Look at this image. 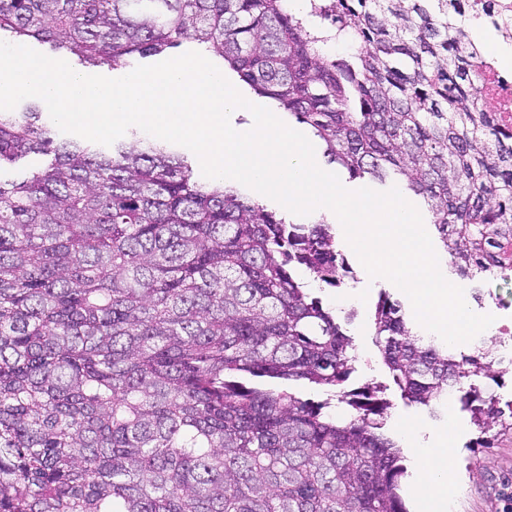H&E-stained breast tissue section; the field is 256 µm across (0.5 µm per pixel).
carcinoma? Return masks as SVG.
Segmentation results:
<instances>
[{
  "label": "carcinoma",
  "instance_id": "obj_1",
  "mask_svg": "<svg viewBox=\"0 0 512 512\" xmlns=\"http://www.w3.org/2000/svg\"><path fill=\"white\" fill-rule=\"evenodd\" d=\"M0 0V34L92 67L182 39L307 124L351 179L423 197L461 276L512 237V146L480 107L468 0ZM354 51L332 53L335 40ZM0 111V512H408L399 446L354 400L352 338L296 275L337 287L329 224L200 183L156 138L57 145ZM375 343L425 406L486 370L376 305ZM323 389L322 402L285 385ZM52 154H31L14 166L5 165L2 168V178L13 177L20 172H30L44 169L50 163Z\"/></svg>",
  "mask_w": 512,
  "mask_h": 512
}]
</instances>
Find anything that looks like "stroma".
Returning <instances> with one entry per match:
<instances>
[{"mask_svg":"<svg viewBox=\"0 0 512 512\" xmlns=\"http://www.w3.org/2000/svg\"><path fill=\"white\" fill-rule=\"evenodd\" d=\"M337 250L348 260L351 272L342 279L340 287L314 284L312 291L324 307L342 316V326L354 344L358 355L347 386L355 389L369 383L384 385L389 408L385 416V433L395 439L403 456L407 475L403 481L405 497L411 512H433L428 501L415 494L417 472L412 444L430 445L439 436L445 437L458 450L456 480L458 493L448 499L447 512H512V428L507 427L505 415L512 413V359L502 357L499 349L503 341L498 326L512 309V282L486 279L469 280L460 277L451 263L443 270L450 282L464 288L469 308L478 314L495 315L497 324L467 344L452 347L454 356L472 357L478 351L489 353L490 368L486 375L474 378L473 383L482 397L492 398L501 417L482 425L470 411L464 410L459 395L448 401L426 407L401 398L392 385V378L375 344L374 327L370 315L379 298H389L400 305L408 327L432 340V333L422 332L409 298L391 282L370 278L353 250L344 242H337ZM415 427L413 438H406L403 423Z\"/></svg>","mask_w":512,"mask_h":512,"instance_id":"1","label":"stroma"}]
</instances>
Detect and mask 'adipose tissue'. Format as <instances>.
<instances>
[{"instance_id":"ef3b65f1","label":"adipose tissue","mask_w":512,"mask_h":512,"mask_svg":"<svg viewBox=\"0 0 512 512\" xmlns=\"http://www.w3.org/2000/svg\"><path fill=\"white\" fill-rule=\"evenodd\" d=\"M412 455L419 470L418 496L447 504L448 496L455 488L450 475L457 464L456 449L450 448L447 439L441 438L436 444L413 449Z\"/></svg>"}]
</instances>
